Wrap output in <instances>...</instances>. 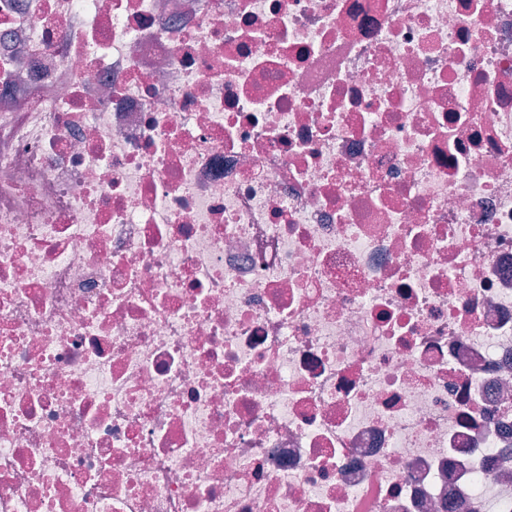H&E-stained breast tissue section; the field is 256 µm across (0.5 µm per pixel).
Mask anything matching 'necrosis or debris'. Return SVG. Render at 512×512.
<instances>
[{
	"mask_svg": "<svg viewBox=\"0 0 512 512\" xmlns=\"http://www.w3.org/2000/svg\"><path fill=\"white\" fill-rule=\"evenodd\" d=\"M512 512V0H0V512Z\"/></svg>",
	"mask_w": 512,
	"mask_h": 512,
	"instance_id": "necrosis-or-debris-1",
	"label": "necrosis or debris"
}]
</instances>
